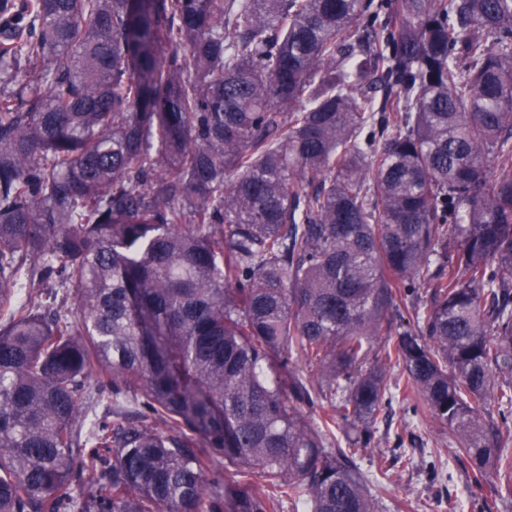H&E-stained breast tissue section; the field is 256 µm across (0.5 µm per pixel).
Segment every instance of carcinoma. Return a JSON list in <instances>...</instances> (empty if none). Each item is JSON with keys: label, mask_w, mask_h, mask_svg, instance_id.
Listing matches in <instances>:
<instances>
[{"label": "carcinoma", "mask_w": 512, "mask_h": 512, "mask_svg": "<svg viewBox=\"0 0 512 512\" xmlns=\"http://www.w3.org/2000/svg\"><path fill=\"white\" fill-rule=\"evenodd\" d=\"M421 411L512 497V0H0V512H380Z\"/></svg>", "instance_id": "carcinoma-1"}]
</instances>
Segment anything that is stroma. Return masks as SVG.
Wrapping results in <instances>:
<instances>
[{
  "label": "stroma",
  "mask_w": 512,
  "mask_h": 512,
  "mask_svg": "<svg viewBox=\"0 0 512 512\" xmlns=\"http://www.w3.org/2000/svg\"><path fill=\"white\" fill-rule=\"evenodd\" d=\"M413 432V443L399 447L393 433L379 429L358 459L366 470L379 454L399 452L383 493L387 504L398 506L399 512H472L473 503L489 499V487L474 483L468 464L453 460L446 427L424 414Z\"/></svg>",
  "instance_id": "35a3bbf8"
}]
</instances>
